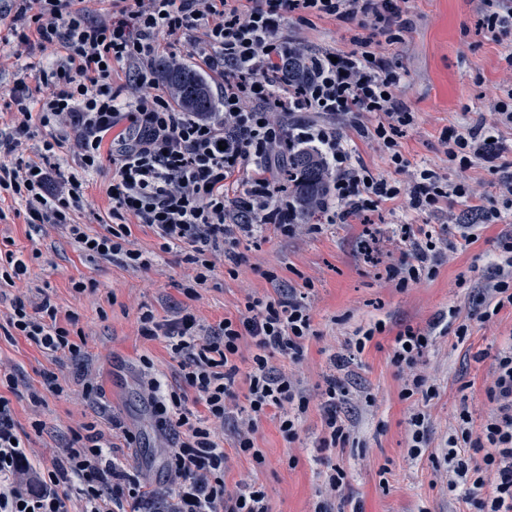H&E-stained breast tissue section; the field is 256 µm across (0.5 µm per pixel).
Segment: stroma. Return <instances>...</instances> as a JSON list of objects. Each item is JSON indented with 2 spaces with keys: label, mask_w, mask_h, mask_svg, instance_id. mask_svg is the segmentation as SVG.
<instances>
[{
  "label": "stroma",
  "mask_w": 512,
  "mask_h": 512,
  "mask_svg": "<svg viewBox=\"0 0 512 512\" xmlns=\"http://www.w3.org/2000/svg\"><path fill=\"white\" fill-rule=\"evenodd\" d=\"M481 0H414L411 25L400 42L383 45L393 66L406 76L401 94L416 121L401 139V151L410 168L435 166L457 180L441 143L447 127L468 126L479 113L492 109L493 88L503 75L504 57L512 41H496L479 26ZM283 34L290 44L311 52L348 51L355 29L332 18L314 17L307 22L288 21ZM20 47L0 56V129L10 130L15 116L6 106L17 80H32L23 69ZM501 156L497 172L476 164L463 176L478 189L481 204L490 214L465 225L449 224V211H463L464 200L452 210L420 216L423 224L442 230L443 243L437 273L408 288L397 289L386 268L405 245L394 226L407 206L406 196L383 202L351 224L326 227L322 233L284 236L243 242L246 261L238 276L216 266L211 280L191 300L179 288L191 270L179 253H161L155 236L134 229L133 240L152 259L145 270H128L106 259L81 256L69 236L45 224L32 227L15 212L0 221V243L31 256L29 279L0 289V372L18 379L10 400L19 431L29 436L28 454L34 463H47L66 445L72 430L94 419L96 402L83 391L81 378L91 374L103 388L104 402L113 420L131 427L140 436L138 447L121 456L141 480L160 490L168 489L167 456L141 380L143 359H150L166 382H173L175 363L162 341L139 334V317L153 310L161 319L181 308L206 325H216L236 314L246 295H274L276 287H302L312 282L310 294L314 334L306 343L305 357L297 365L276 360L280 369H293L310 397L299 443H288L276 418H262L256 442L265 455L263 466L233 455L226 475L228 484L254 481L262 484L272 512H313L323 489L325 466L315 458L314 443L321 432L319 408L329 378L340 379L350 391L348 408L353 418V441L337 450L335 461L347 473L350 502L362 512H463L458 493L449 491L446 477L435 472L431 457L439 453L452 421L451 411L468 403L474 420L489 408L485 391L491 381L493 357L503 340L512 336V309L504 308L488 321H478V299L488 287L497 264L501 235L512 232V213L492 217L500 206L496 184L512 176V130L499 133ZM111 162H103L86 190V202L74 220L88 233L101 229L111 202L107 189ZM278 281L268 279V272ZM84 282L85 291L74 288ZM49 297L61 315L72 340L83 342L88 363L68 364L70 393L64 397L47 390V380L57 367L23 337L8 333L7 315L14 299L39 302ZM459 316L473 317L470 336L457 341L453 331L436 326L448 308ZM383 321L385 330L366 350L343 369H336L330 353L343 351L346 341L360 328ZM412 326L433 332L434 347L424 356L423 367L433 377L439 393L426 412L428 452L409 458V418L413 403L401 399L402 382L391 362L393 342L399 330ZM41 391L43 401L33 405L30 389ZM43 423L36 432L35 423ZM297 464H290V457Z\"/></svg>",
  "instance_id": "obj_1"
}]
</instances>
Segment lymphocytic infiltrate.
<instances>
[{"label":"lymphocytic infiltrate","instance_id":"lymphocytic-infiltrate-1","mask_svg":"<svg viewBox=\"0 0 512 512\" xmlns=\"http://www.w3.org/2000/svg\"><path fill=\"white\" fill-rule=\"evenodd\" d=\"M408 0H113L112 11L75 7L74 0H8L11 34L28 51L47 60L34 79L43 86L33 98L29 84L16 82L8 106L21 116L10 132L0 133V202L23 205L29 224L66 230L81 255L112 260L123 267L149 264L132 241L133 227L149 229L160 249H183L193 274L182 291L198 295L216 264L237 275L244 261L243 240L267 231L284 236L304 229L321 232L347 224L382 202L404 195L414 214L440 210L453 199L476 200L467 183L451 182L433 169L409 171L399 145L415 121L401 96L405 76L371 40L359 39L351 51L312 57L314 76L296 86L282 74L285 43L279 36L295 18L331 17L371 28L396 42L409 24ZM189 44L198 64L221 77V111L186 112L159 90L152 78L161 46ZM124 62L135 74L130 87H113L111 66ZM491 112L476 125L444 131L449 162L467 169L494 167L500 156L489 132L512 127V55ZM40 126L45 138L28 159L17 152ZM375 141L395 175L375 176L355 158L356 141ZM74 144L82 174L65 171L56 151ZM313 152L327 176V203L319 223L301 225L293 199L276 186L288 163V149ZM112 162L108 196L110 224L87 234L73 213L83 206L86 177L102 158ZM408 243L388 269L405 288L431 276L439 236L420 224L397 227ZM49 298L35 306L14 301L8 324L56 364L85 359ZM140 334L165 342L177 363L176 382L166 385L145 362L143 388L159 427L170 429L168 467L174 488L151 490L131 474L116 453L138 444L134 432L118 422L73 431L66 448L50 463L33 465L13 417L11 402L0 395V512H271L267 493L255 482L227 485L231 455L263 464L256 444L259 421L278 420L288 442L300 438L310 400L300 381L276 369L282 357L299 363L312 336L308 294L280 288L267 297L247 296L236 315L203 326L182 310L170 319L143 313ZM435 342L431 332L413 327L394 338L391 361L398 369L402 399L430 401L438 387L421 359ZM251 355H244V348ZM245 396H238V383ZM344 384L329 379L320 404L319 447L328 469L325 492L314 512H336L346 472L330 454L346 446L352 421L342 412ZM490 407L474 423L468 405L452 414L453 429L436 471L460 491L467 512H512V345L494 358L486 389ZM204 406L197 414L189 399ZM233 420V452L223 447L224 424Z\"/></svg>","mask_w":512,"mask_h":512}]
</instances>
